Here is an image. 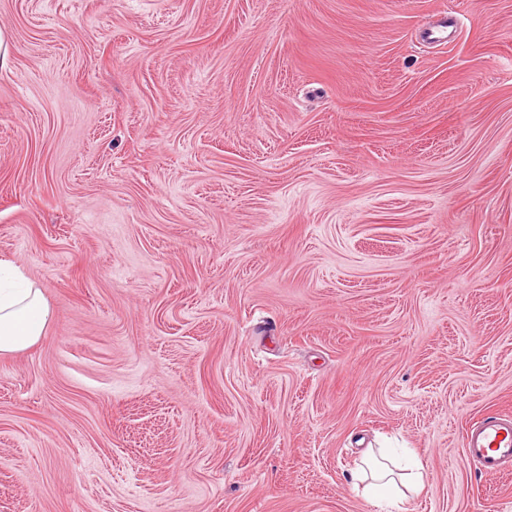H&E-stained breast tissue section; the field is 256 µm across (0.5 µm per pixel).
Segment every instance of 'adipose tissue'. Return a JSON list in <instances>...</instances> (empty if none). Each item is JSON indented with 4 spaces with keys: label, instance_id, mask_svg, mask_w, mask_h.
Returning <instances> with one entry per match:
<instances>
[{
    "label": "adipose tissue",
    "instance_id": "obj_1",
    "mask_svg": "<svg viewBox=\"0 0 512 512\" xmlns=\"http://www.w3.org/2000/svg\"><path fill=\"white\" fill-rule=\"evenodd\" d=\"M50 305L41 288L11 262L0 260V356L7 357L35 346L51 320ZM364 494L373 505L402 508L421 487L418 467L396 469L381 452L368 451L363 459Z\"/></svg>",
    "mask_w": 512,
    "mask_h": 512
}]
</instances>
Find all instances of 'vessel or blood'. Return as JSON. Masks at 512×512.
<instances>
[{
	"label": "vessel or blood",
	"instance_id": "1",
	"mask_svg": "<svg viewBox=\"0 0 512 512\" xmlns=\"http://www.w3.org/2000/svg\"><path fill=\"white\" fill-rule=\"evenodd\" d=\"M466 457L492 473L512 462V418L487 417L470 427L464 436Z\"/></svg>",
	"mask_w": 512,
	"mask_h": 512
}]
</instances>
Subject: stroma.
<instances>
[{
	"mask_svg": "<svg viewBox=\"0 0 512 512\" xmlns=\"http://www.w3.org/2000/svg\"><path fill=\"white\" fill-rule=\"evenodd\" d=\"M448 23L446 38L424 40ZM0 512H512V0H0ZM52 317L41 288L11 262L0 260V356L35 346ZM466 457L485 472H496L512 461V418L487 417L464 436ZM363 463L366 466L363 469L364 480L369 479L364 487L366 499L376 506L386 503L398 512H406L403 505L421 487L420 466H395L381 450L376 453L372 449L365 454ZM396 468L400 471H396Z\"/></svg>",
	"mask_w": 512,
	"mask_h": 512,
	"instance_id": "stroma-1",
	"label": "stroma"
}]
</instances>
